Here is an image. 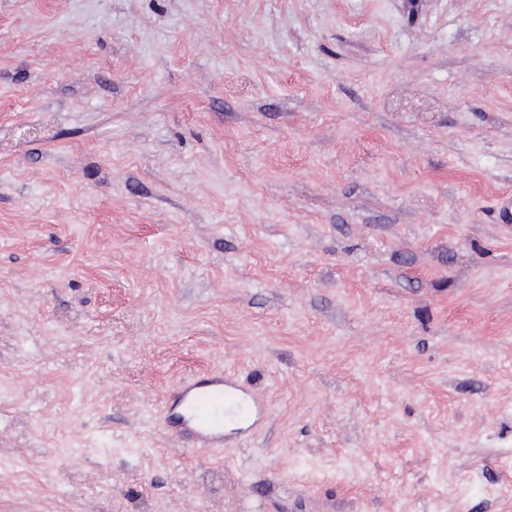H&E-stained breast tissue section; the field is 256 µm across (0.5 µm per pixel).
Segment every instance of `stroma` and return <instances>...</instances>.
Here are the masks:
<instances>
[{
  "label": "stroma",
  "instance_id": "35a3bbf8",
  "mask_svg": "<svg viewBox=\"0 0 512 512\" xmlns=\"http://www.w3.org/2000/svg\"><path fill=\"white\" fill-rule=\"evenodd\" d=\"M506 195L512 0H0V512H512ZM237 392L236 380L224 372H213L204 380L187 382L163 414L164 423L179 428L194 446L221 449L224 446V408H232L231 398Z\"/></svg>",
  "mask_w": 512,
  "mask_h": 512
}]
</instances>
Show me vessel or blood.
<instances>
[{
  "label": "vessel or blood",
  "instance_id": "1",
  "mask_svg": "<svg viewBox=\"0 0 512 512\" xmlns=\"http://www.w3.org/2000/svg\"><path fill=\"white\" fill-rule=\"evenodd\" d=\"M238 392L235 379L221 372L184 384L163 416L193 445L216 450L224 445V411Z\"/></svg>",
  "mask_w": 512,
  "mask_h": 512
}]
</instances>
